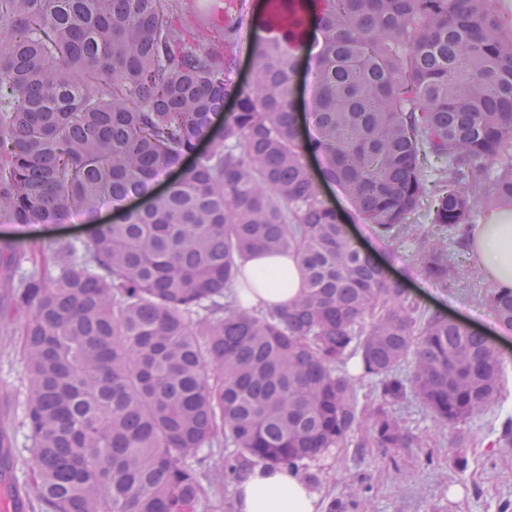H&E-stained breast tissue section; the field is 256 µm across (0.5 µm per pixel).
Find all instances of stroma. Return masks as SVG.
Masks as SVG:
<instances>
[{"label":"stroma","mask_w":512,"mask_h":512,"mask_svg":"<svg viewBox=\"0 0 512 512\" xmlns=\"http://www.w3.org/2000/svg\"><path fill=\"white\" fill-rule=\"evenodd\" d=\"M327 200L343 214L352 241L376 258L387 259L390 276L402 279L422 308L448 316L484 333L506 359L504 389L499 406L485 416L449 429L418 404L394 407L404 427L419 437L409 448H339L301 468L302 476L316 475L313 489L324 512H512V447H497L503 423L512 417V331L498 325L480 304L486 284L462 249L454 256L462 275L445 289L420 277L413 265L415 243L409 239L384 246L363 224L357 211L334 185L322 184ZM88 224L69 220L37 225L17 234L14 226L0 224V512H29L22 502L6 497L5 490L21 476L27 442L14 419L21 410L16 399L24 368L15 354L14 332L26 320L11 310L12 292L4 273V246L48 245L66 238L80 241ZM470 439L459 464L448 461L455 433Z\"/></svg>","instance_id":"1"}]
</instances>
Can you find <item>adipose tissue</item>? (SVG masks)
<instances>
[{
	"mask_svg": "<svg viewBox=\"0 0 512 512\" xmlns=\"http://www.w3.org/2000/svg\"><path fill=\"white\" fill-rule=\"evenodd\" d=\"M467 252L494 288H512V207L490 213L474 225ZM295 257L261 254L246 261L238 288L242 305L268 309L288 303L300 290ZM238 512H321L317 494L293 469L253 466L237 486Z\"/></svg>",
	"mask_w": 512,
	"mask_h": 512,
	"instance_id": "1",
	"label": "adipose tissue"
}]
</instances>
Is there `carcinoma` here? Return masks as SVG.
Masks as SVG:
<instances>
[{
	"instance_id": "1",
	"label": "carcinoma",
	"mask_w": 512,
	"mask_h": 512,
	"mask_svg": "<svg viewBox=\"0 0 512 512\" xmlns=\"http://www.w3.org/2000/svg\"><path fill=\"white\" fill-rule=\"evenodd\" d=\"M323 2L305 138V0H281L265 37L237 0L220 55L186 37L179 0H0V219L123 213L11 281L32 512H224L215 488L257 463L298 469L362 429L358 448L412 445L394 405L454 428L499 404L500 350L357 248L308 159L380 243L413 237L421 274L455 280L448 237L410 219L427 207L460 244L479 212L512 207V18L491 0ZM429 155L447 191L428 206ZM257 251L299 260L292 304L238 302ZM483 302L512 329V288ZM316 34L313 35L311 42L308 43V46L301 49L298 53V70L296 76V94H297V104L299 110L301 112H308L309 103H308V95H307V86H308V78L311 67L315 61V52H316Z\"/></svg>"
}]
</instances>
